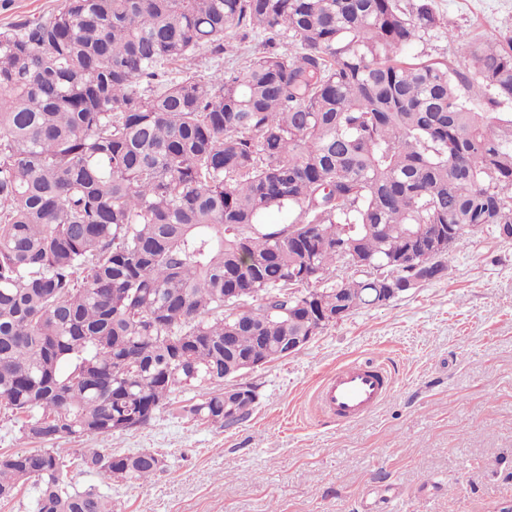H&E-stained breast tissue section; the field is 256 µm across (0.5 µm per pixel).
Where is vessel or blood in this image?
<instances>
[{
    "label": "vessel or blood",
    "instance_id": "vessel-or-blood-1",
    "mask_svg": "<svg viewBox=\"0 0 512 512\" xmlns=\"http://www.w3.org/2000/svg\"><path fill=\"white\" fill-rule=\"evenodd\" d=\"M389 390L390 383L379 366L353 362L325 380L318 399L336 418L354 421L370 412Z\"/></svg>",
    "mask_w": 512,
    "mask_h": 512
}]
</instances>
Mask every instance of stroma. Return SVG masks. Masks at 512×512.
Instances as JSON below:
<instances>
[{
  "instance_id": "1",
  "label": "stroma",
  "mask_w": 512,
  "mask_h": 512,
  "mask_svg": "<svg viewBox=\"0 0 512 512\" xmlns=\"http://www.w3.org/2000/svg\"><path fill=\"white\" fill-rule=\"evenodd\" d=\"M434 7L446 31L409 55L454 61L461 44L512 34V0ZM226 41L223 60L197 51L192 71L238 69L259 52L256 40ZM354 361L381 365L392 388L347 423L317 392ZM246 379L257 404L229 429L187 415L199 394L190 387L148 426L56 442L72 458L157 451L165 466L149 482L107 484L75 465L66 482L98 489L114 512H499L512 503V242L466 237L440 280L356 311Z\"/></svg>"
}]
</instances>
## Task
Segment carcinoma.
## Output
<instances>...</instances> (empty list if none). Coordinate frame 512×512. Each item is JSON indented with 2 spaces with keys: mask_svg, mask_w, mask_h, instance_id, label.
Returning a JSON list of instances; mask_svg holds the SVG:
<instances>
[{
  "mask_svg": "<svg viewBox=\"0 0 512 512\" xmlns=\"http://www.w3.org/2000/svg\"><path fill=\"white\" fill-rule=\"evenodd\" d=\"M432 0H63L0 31V408L27 441L145 427L170 396L234 427L224 374L280 359L320 310L384 305L444 276L454 247L512 225V36L450 61L405 51ZM261 56L179 69L225 38ZM291 219L265 224L272 210ZM445 251L403 256L428 225ZM84 463L146 481L156 452ZM58 448L0 452V503L112 512Z\"/></svg>",
  "mask_w": 512,
  "mask_h": 512,
  "instance_id": "1",
  "label": "carcinoma"
}]
</instances>
